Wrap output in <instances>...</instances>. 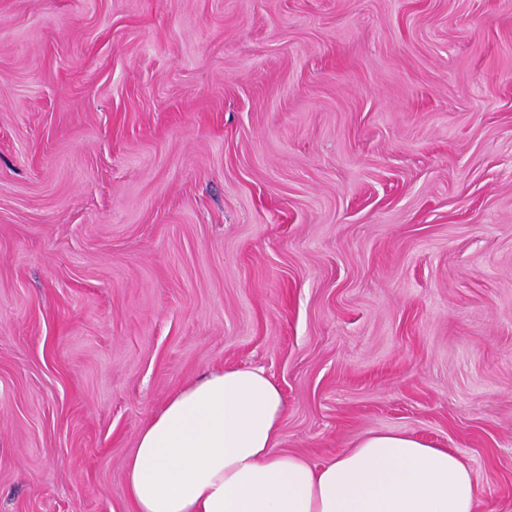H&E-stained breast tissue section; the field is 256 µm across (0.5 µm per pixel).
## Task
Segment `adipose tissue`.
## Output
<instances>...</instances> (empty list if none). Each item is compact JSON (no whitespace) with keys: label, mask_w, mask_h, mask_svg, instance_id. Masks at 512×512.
I'll return each mask as SVG.
<instances>
[{"label":"adipose tissue","mask_w":512,"mask_h":512,"mask_svg":"<svg viewBox=\"0 0 512 512\" xmlns=\"http://www.w3.org/2000/svg\"><path fill=\"white\" fill-rule=\"evenodd\" d=\"M283 411L256 367L209 371L177 391L125 462L134 512H480L456 453L380 432L314 465L280 450Z\"/></svg>","instance_id":"adipose-tissue-1"}]
</instances>
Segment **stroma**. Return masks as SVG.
Returning <instances> with one entry per match:
<instances>
[{
  "mask_svg": "<svg viewBox=\"0 0 512 512\" xmlns=\"http://www.w3.org/2000/svg\"><path fill=\"white\" fill-rule=\"evenodd\" d=\"M240 366L512 512V0H0V512H131Z\"/></svg>",
  "mask_w": 512,
  "mask_h": 512,
  "instance_id": "1",
  "label": "stroma"
}]
</instances>
